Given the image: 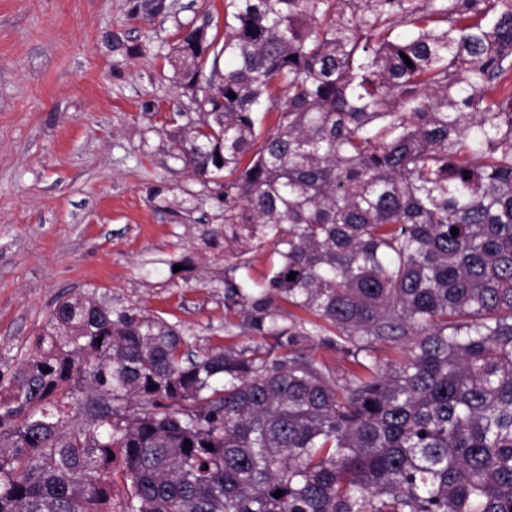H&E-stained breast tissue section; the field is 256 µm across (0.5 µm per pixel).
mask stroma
Returning <instances> with one entry per match:
<instances>
[{
    "mask_svg": "<svg viewBox=\"0 0 512 512\" xmlns=\"http://www.w3.org/2000/svg\"><path fill=\"white\" fill-rule=\"evenodd\" d=\"M0 0V373L34 350L57 300L95 289L163 316L191 353L276 349L224 304L214 185L175 158L196 120L169 60L224 0ZM118 36L112 49L107 35Z\"/></svg>",
    "mask_w": 512,
    "mask_h": 512,
    "instance_id": "35a3bbf8",
    "label": "stroma"
}]
</instances>
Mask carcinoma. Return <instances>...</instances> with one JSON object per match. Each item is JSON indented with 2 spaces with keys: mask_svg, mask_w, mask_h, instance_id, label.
<instances>
[{
  "mask_svg": "<svg viewBox=\"0 0 512 512\" xmlns=\"http://www.w3.org/2000/svg\"><path fill=\"white\" fill-rule=\"evenodd\" d=\"M212 23L173 50L201 111L175 159L224 196V303L283 353L194 358L161 317L61 300L0 377V512H512V0H225ZM326 324L341 384L297 353ZM271 248L266 246L264 249L257 251L250 255V268L240 269L236 275L243 276L250 279L255 283H263L264 276L269 268V255ZM408 345L407 338L379 340L373 345L372 356L377 358L380 364H386L399 359L401 352Z\"/></svg>",
  "mask_w": 512,
  "mask_h": 512,
  "instance_id": "carcinoma-1",
  "label": "carcinoma"
}]
</instances>
